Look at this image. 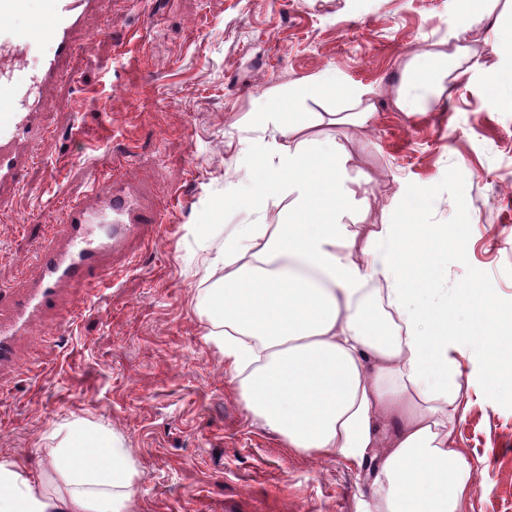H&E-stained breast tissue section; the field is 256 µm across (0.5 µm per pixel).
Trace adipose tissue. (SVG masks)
Wrapping results in <instances>:
<instances>
[{"instance_id":"ef3b65f1","label":"adipose tissue","mask_w":512,"mask_h":512,"mask_svg":"<svg viewBox=\"0 0 512 512\" xmlns=\"http://www.w3.org/2000/svg\"><path fill=\"white\" fill-rule=\"evenodd\" d=\"M478 56L458 37L412 58L397 106L427 111ZM258 126L262 173L245 200L283 197L288 213L225 232L193 295L205 340L263 428L368 474L358 512H459L476 478L455 446L464 372L512 401V313L482 289L443 287L442 262L464 252L454 233L345 224L367 204L347 184L350 155L336 139L306 138L308 121L279 102ZM40 466L28 474L0 457V512H131L139 473L112 431L84 418L59 425Z\"/></svg>"}]
</instances>
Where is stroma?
Listing matches in <instances>:
<instances>
[{
    "instance_id": "obj_1",
    "label": "stroma",
    "mask_w": 512,
    "mask_h": 512,
    "mask_svg": "<svg viewBox=\"0 0 512 512\" xmlns=\"http://www.w3.org/2000/svg\"><path fill=\"white\" fill-rule=\"evenodd\" d=\"M482 4L458 0H112L87 16L92 52L50 91L39 160L0 213V288L34 276L42 242H58L66 205L112 168L149 185L164 221L111 286L72 300L63 335L33 326L20 368L0 372V456L38 460L46 436L76 417L121 435L139 471L134 512H357L364 472L339 456H307L261 427L203 339L191 303L203 243L225 224L280 223L225 207L255 164L239 143L271 93L312 83L370 88L363 127L317 124L345 145L351 187L368 213L349 221L462 230L447 288L485 289L512 309V100L485 90L512 61L491 54ZM465 30L481 69L453 84L445 111L409 115L394 103L407 60ZM419 200L405 214L408 200ZM457 448L477 467L461 512H512V403L472 378Z\"/></svg>"
}]
</instances>
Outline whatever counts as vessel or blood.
Wrapping results in <instances>:
<instances>
[{
	"label": "vessel or blood",
	"mask_w": 512,
	"mask_h": 512,
	"mask_svg": "<svg viewBox=\"0 0 512 512\" xmlns=\"http://www.w3.org/2000/svg\"><path fill=\"white\" fill-rule=\"evenodd\" d=\"M100 0H0V52L25 53L34 42L49 41L32 89L21 93L15 66L0 62V208L35 163L43 134L39 121L41 89L61 83L81 46L76 34ZM40 21L37 31L14 25L15 17ZM162 222L158 205L123 179L110 180L99 204H71L60 228V245L41 246L37 272L24 288L0 289V368L14 367L18 346L31 322L47 318L45 332L57 334L66 323L63 291L80 296L104 285L110 273L129 260L137 244L147 243Z\"/></svg>",
	"instance_id": "obj_1"
}]
</instances>
